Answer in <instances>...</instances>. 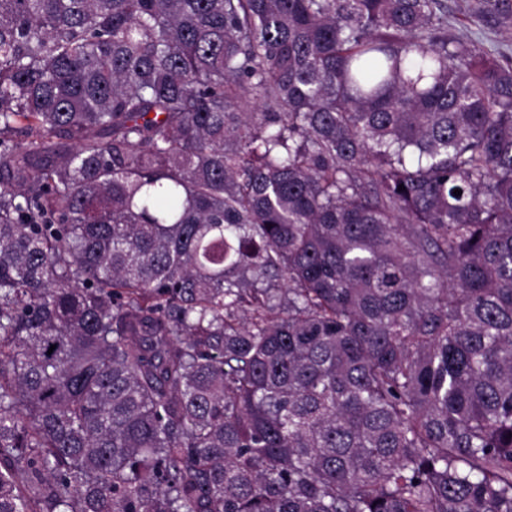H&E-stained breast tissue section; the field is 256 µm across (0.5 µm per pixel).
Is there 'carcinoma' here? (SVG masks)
<instances>
[{"mask_svg":"<svg viewBox=\"0 0 512 512\" xmlns=\"http://www.w3.org/2000/svg\"><path fill=\"white\" fill-rule=\"evenodd\" d=\"M0 512H512V50L0 0Z\"/></svg>","mask_w":512,"mask_h":512,"instance_id":"obj_1","label":"carcinoma"}]
</instances>
